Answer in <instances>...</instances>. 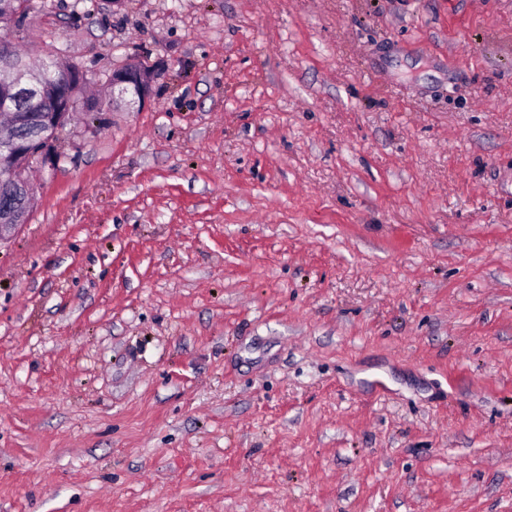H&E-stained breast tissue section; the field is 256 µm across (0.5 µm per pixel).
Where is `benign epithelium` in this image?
<instances>
[{
	"label": "benign epithelium",
	"mask_w": 512,
	"mask_h": 512,
	"mask_svg": "<svg viewBox=\"0 0 512 512\" xmlns=\"http://www.w3.org/2000/svg\"><path fill=\"white\" fill-rule=\"evenodd\" d=\"M154 71L127 63L112 68V102L101 101L98 108L127 105L141 106L149 97ZM30 96L37 100L44 121L47 122V145L29 147L10 130L0 131V172L8 173L18 185L24 187L27 175L33 170L55 169L66 155L59 151L57 143L64 138L70 123L69 112L47 75L42 72H21L0 66V105L7 106L14 100ZM25 216L10 208L0 209V243L8 240L25 225Z\"/></svg>",
	"instance_id": "obj_1"
}]
</instances>
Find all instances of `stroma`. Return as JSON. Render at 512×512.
<instances>
[{
	"mask_svg": "<svg viewBox=\"0 0 512 512\" xmlns=\"http://www.w3.org/2000/svg\"><path fill=\"white\" fill-rule=\"evenodd\" d=\"M156 73L0 244V512H512V0H128Z\"/></svg>",
	"mask_w": 512,
	"mask_h": 512,
	"instance_id": "1",
	"label": "stroma"
}]
</instances>
